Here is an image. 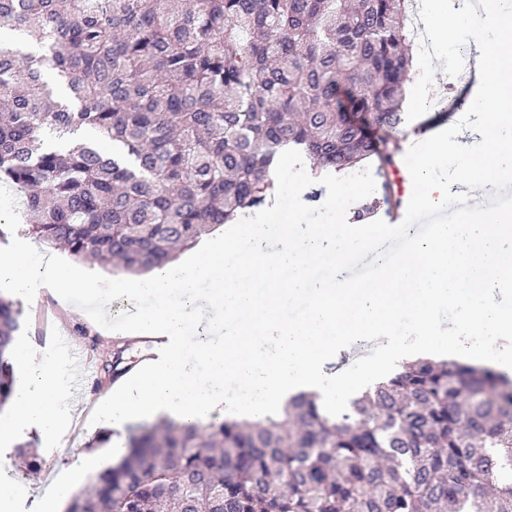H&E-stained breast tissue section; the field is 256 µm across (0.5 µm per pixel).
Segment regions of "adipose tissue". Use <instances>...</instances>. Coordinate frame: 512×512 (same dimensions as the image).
Returning <instances> with one entry per match:
<instances>
[{"instance_id": "adipose-tissue-1", "label": "adipose tissue", "mask_w": 512, "mask_h": 512, "mask_svg": "<svg viewBox=\"0 0 512 512\" xmlns=\"http://www.w3.org/2000/svg\"><path fill=\"white\" fill-rule=\"evenodd\" d=\"M446 157L443 147H436L432 157L421 160L410 172L409 179L425 190L420 201L444 206L448 203V182L437 170ZM15 392L7 415L0 416V442L11 439L17 425L38 430L53 437L64 421L73 418L74 411L60 398L57 384L65 374L61 366L41 360L30 347H18ZM99 469V457L94 453L76 454L67 478L47 492L42 499V512H60L63 503Z\"/></svg>"}]
</instances>
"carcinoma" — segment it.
I'll list each match as a JSON object with an SVG mask.
<instances>
[{"mask_svg":"<svg viewBox=\"0 0 512 512\" xmlns=\"http://www.w3.org/2000/svg\"><path fill=\"white\" fill-rule=\"evenodd\" d=\"M1 30L40 51L0 45V183L22 234L77 260H173L268 205L287 146L338 173L376 161L390 188L407 0H0ZM20 316L0 296V408ZM136 365L115 345L96 385ZM68 512H512V378L417 358L337 417L299 393L255 423L163 419Z\"/></svg>","mask_w":512,"mask_h":512,"instance_id":"obj_1","label":"carcinoma"}]
</instances>
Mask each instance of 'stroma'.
I'll list each match as a JSON object with an SVG mask.
<instances>
[{
  "label": "stroma",
  "instance_id": "1",
  "mask_svg": "<svg viewBox=\"0 0 512 512\" xmlns=\"http://www.w3.org/2000/svg\"><path fill=\"white\" fill-rule=\"evenodd\" d=\"M476 90V83L453 82L443 72H436L429 94L434 101L432 108L420 118L404 123L393 135L396 154L390 176L391 188L375 190L379 197L390 194L391 201L382 205L379 219L392 223L405 216L409 198L404 192L400 170L405 166L404 157L409 147L456 122L455 113L440 110L437 99L450 93L468 99ZM81 322L77 307L61 302L55 292L42 288L36 293L33 303L22 308V325L17 339L30 345L40 358L60 364L65 370L60 386L62 394L69 396L76 410L90 411L112 389L108 383L100 387L95 384L99 360L110 355L117 343L127 346L130 354L138 358L149 350L150 344L131 337L106 336L96 329L84 339L74 334L76 325ZM128 436V431L112 429L105 422L93 424L86 418L82 419L78 429H63L61 437L56 440L20 428L12 444H0V480L13 486L9 512H40L42 496L66 474L75 453L98 452L104 466L108 467L123 456L122 445ZM29 441L37 450L39 467L25 475L17 470L16 447Z\"/></svg>",
  "mask_w": 512,
  "mask_h": 512
}]
</instances>
